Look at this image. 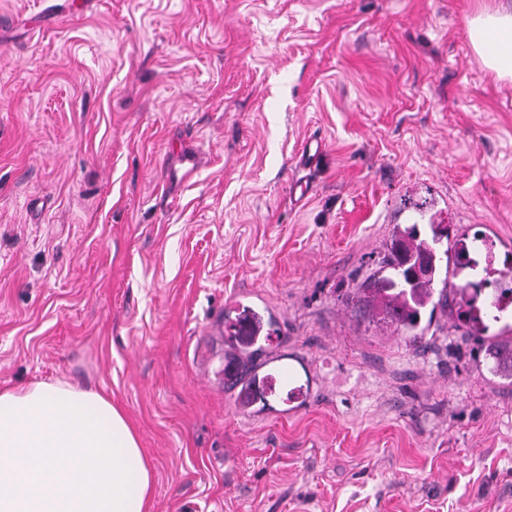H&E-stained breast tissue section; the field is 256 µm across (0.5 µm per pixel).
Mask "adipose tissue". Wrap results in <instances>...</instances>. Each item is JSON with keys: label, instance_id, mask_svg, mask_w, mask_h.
<instances>
[{"label": "adipose tissue", "instance_id": "adipose-tissue-1", "mask_svg": "<svg viewBox=\"0 0 512 512\" xmlns=\"http://www.w3.org/2000/svg\"><path fill=\"white\" fill-rule=\"evenodd\" d=\"M484 65L512 81V5L469 22ZM153 470L124 412L65 381L0 391V512H149Z\"/></svg>", "mask_w": 512, "mask_h": 512}]
</instances>
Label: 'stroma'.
<instances>
[{
	"mask_svg": "<svg viewBox=\"0 0 512 512\" xmlns=\"http://www.w3.org/2000/svg\"><path fill=\"white\" fill-rule=\"evenodd\" d=\"M492 4L0 0V389L111 397L151 512H512V380L457 319L512 269V82L468 36ZM433 222L493 246L416 339L357 290ZM247 308L296 365L245 405Z\"/></svg>",
	"mask_w": 512,
	"mask_h": 512,
	"instance_id": "1",
	"label": "stroma"
}]
</instances>
